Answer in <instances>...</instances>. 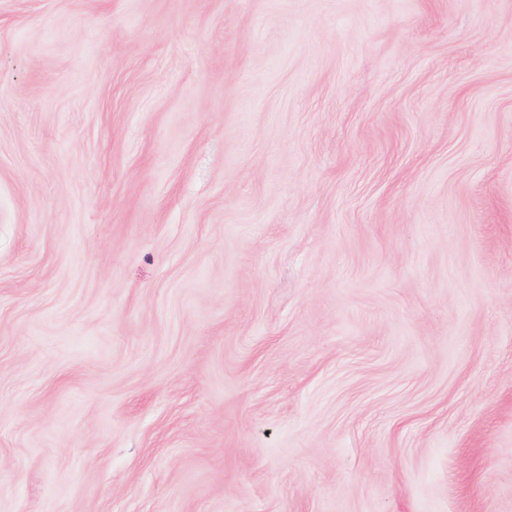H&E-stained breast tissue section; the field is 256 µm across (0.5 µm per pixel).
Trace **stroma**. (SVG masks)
Wrapping results in <instances>:
<instances>
[{"label":"stroma","mask_w":512,"mask_h":512,"mask_svg":"<svg viewBox=\"0 0 512 512\" xmlns=\"http://www.w3.org/2000/svg\"><path fill=\"white\" fill-rule=\"evenodd\" d=\"M0 512H512V0H0Z\"/></svg>","instance_id":"obj_1"}]
</instances>
